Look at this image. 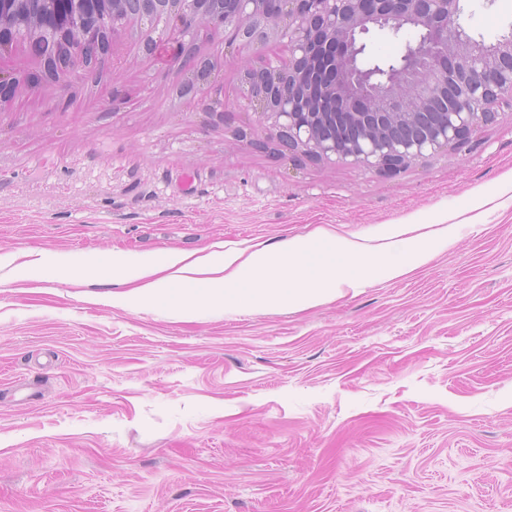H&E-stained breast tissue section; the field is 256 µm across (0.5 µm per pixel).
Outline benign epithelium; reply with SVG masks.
<instances>
[{"label":"benign epithelium","mask_w":512,"mask_h":512,"mask_svg":"<svg viewBox=\"0 0 512 512\" xmlns=\"http://www.w3.org/2000/svg\"><path fill=\"white\" fill-rule=\"evenodd\" d=\"M0 0V56L29 30L26 43L46 75L96 57L108 34L131 23L164 21L175 41L182 88L195 90V42L213 30L241 45L287 47L283 59L243 66L242 94L268 142L294 157L395 174L467 144L499 113L512 112V29L496 42L476 39L460 23L461 0ZM417 32L400 59L366 67L363 37ZM15 94L0 69V106ZM439 114L422 131V116Z\"/></svg>","instance_id":"1"}]
</instances>
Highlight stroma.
<instances>
[{
	"label": "stroma",
	"mask_w": 512,
	"mask_h": 512,
	"mask_svg": "<svg viewBox=\"0 0 512 512\" xmlns=\"http://www.w3.org/2000/svg\"><path fill=\"white\" fill-rule=\"evenodd\" d=\"M496 42L512 0H464ZM113 32L67 80L28 45L0 107V512H512V112L392 176L250 147L256 55L223 33L183 93L170 48ZM367 35L366 57L415 43ZM478 228L406 278L314 308L101 301L112 255L277 244L318 226ZM75 270L58 279L60 263Z\"/></svg>",
	"instance_id": "obj_1"
}]
</instances>
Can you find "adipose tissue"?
Segmentation results:
<instances>
[{"label":"adipose tissue","mask_w":512,"mask_h":512,"mask_svg":"<svg viewBox=\"0 0 512 512\" xmlns=\"http://www.w3.org/2000/svg\"><path fill=\"white\" fill-rule=\"evenodd\" d=\"M480 214H457L453 222L392 224L375 240L319 228L274 245L218 254L171 251L162 259L113 257L110 302H146L170 285L186 289V310L201 304L236 312L279 308L301 302L311 308L346 293L407 277L454 242L459 231L479 224ZM129 291H122V284Z\"/></svg>","instance_id":"adipose-tissue-1"}]
</instances>
